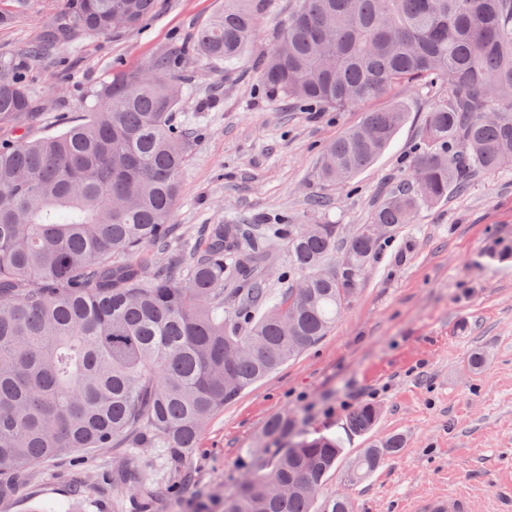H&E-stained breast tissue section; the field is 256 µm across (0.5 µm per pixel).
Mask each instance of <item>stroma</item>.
Listing matches in <instances>:
<instances>
[{
    "mask_svg": "<svg viewBox=\"0 0 512 512\" xmlns=\"http://www.w3.org/2000/svg\"><path fill=\"white\" fill-rule=\"evenodd\" d=\"M65 0H29L0 26V56L33 41ZM295 0H266L238 68L199 56L185 62L188 90L174 114L193 141L172 221L199 224L368 223L374 209L407 183L434 103L423 84L343 112L307 111L262 94L259 73ZM224 0H159L142 28L87 35L31 64L25 79L38 103L24 130L0 125V143L39 138L76 121L97 86L120 73L145 71L176 42L222 10ZM408 118L386 150L352 185L324 184L322 150L367 111L394 101ZM512 167L477 172L464 192L421 208L413 223L384 240L361 274L358 292L336 325L304 352L216 413L192 458L195 482L178 497L154 500L149 512H224V497L244 475L245 452L266 421L288 411L310 434L342 440L344 461L328 477L315 507L345 490L355 512H411L431 493L462 488L482 512H512ZM481 365H473L474 357ZM364 403L381 410L374 430L351 433L348 414ZM401 435L404 448L363 480L348 462L370 442ZM167 477L160 448H104L29 467L0 487V512H31L40 503L89 490L88 512H139L132 490L112 480V459Z\"/></svg>",
    "mask_w": 512,
    "mask_h": 512,
    "instance_id": "1",
    "label": "stroma"
}]
</instances>
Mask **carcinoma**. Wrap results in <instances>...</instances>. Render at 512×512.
<instances>
[{"label":"carcinoma","instance_id":"1","mask_svg":"<svg viewBox=\"0 0 512 512\" xmlns=\"http://www.w3.org/2000/svg\"><path fill=\"white\" fill-rule=\"evenodd\" d=\"M157 2L68 0L20 55L35 61L83 34L139 29ZM264 6L224 0L147 72L91 91L65 130L0 144V475L122 442L166 449V492H179L211 417L328 334L382 241L470 173L512 161V0H298L261 89L338 112L401 84L444 90L410 168L420 178L346 237L339 224H203L179 264L149 272V252L177 239L184 61L199 54L236 68ZM36 108L22 70L0 58V123L22 129ZM406 117L401 104L365 113L324 148L322 180L348 185ZM280 241L288 279L274 295L266 270ZM379 417L363 404L347 427L366 435ZM402 447L397 434L371 443L349 479ZM343 452L338 439L311 438L288 412L274 414L247 451L268 461L224 496V512H315ZM112 479L145 484L119 461ZM326 512H354L352 499L338 492Z\"/></svg>","mask_w":512,"mask_h":512}]
</instances>
